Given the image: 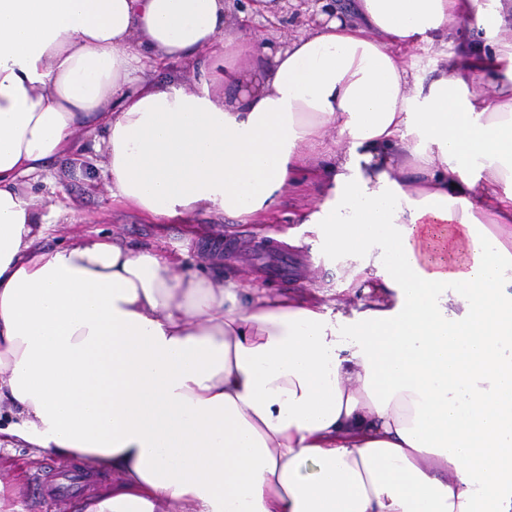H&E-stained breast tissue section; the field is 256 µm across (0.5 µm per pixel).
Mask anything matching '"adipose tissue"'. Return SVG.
Here are the masks:
<instances>
[{"label": "adipose tissue", "instance_id": "1", "mask_svg": "<svg viewBox=\"0 0 512 512\" xmlns=\"http://www.w3.org/2000/svg\"><path fill=\"white\" fill-rule=\"evenodd\" d=\"M511 20L356 0L273 52L226 0H0V436L119 474L85 512H512ZM473 25L486 47L412 90L407 50ZM168 63L195 87L155 79ZM83 126L160 224L255 218L335 131L306 221L365 301L99 236L42 248L24 179Z\"/></svg>", "mask_w": 512, "mask_h": 512}]
</instances>
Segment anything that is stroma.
Segmentation results:
<instances>
[{
    "mask_svg": "<svg viewBox=\"0 0 512 512\" xmlns=\"http://www.w3.org/2000/svg\"><path fill=\"white\" fill-rule=\"evenodd\" d=\"M323 7V0H285L283 23L269 25L267 16L253 10L249 13L248 27L254 35L283 46L306 30L309 16L321 13ZM323 162L322 156L307 153L306 178L280 193L274 217L268 223L242 224L226 215L206 213L196 215L190 224H153L138 212L117 204L105 182L87 181L76 163L66 159L49 163L44 173L31 179L29 191L48 218L42 240L44 247L69 243L78 233L113 236L136 250L161 249L173 254L185 271L202 270L211 278L234 280L243 287L260 288L272 295H303L320 288L331 299L347 302L354 308L362 291L346 288L341 269L331 258L324 257L321 265L302 270L299 280L280 284L259 278L248 253L228 258L222 251L209 250L203 245L205 238L225 232L240 238L246 246L269 236L278 241L281 250L300 256L322 255L317 233L301 223L300 217L323 199L317 175ZM50 464L65 472L82 466L83 461L41 452L18 437L0 443V485L9 490L8 501L15 512H43L39 499L32 494L30 479Z\"/></svg>",
    "mask_w": 512,
    "mask_h": 512,
    "instance_id": "35a3bbf8",
    "label": "stroma"
}]
</instances>
